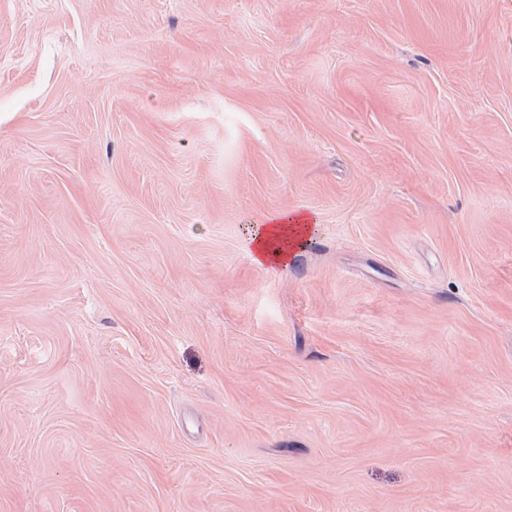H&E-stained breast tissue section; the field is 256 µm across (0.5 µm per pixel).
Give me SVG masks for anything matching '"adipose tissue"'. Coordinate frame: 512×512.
<instances>
[{
	"mask_svg": "<svg viewBox=\"0 0 512 512\" xmlns=\"http://www.w3.org/2000/svg\"><path fill=\"white\" fill-rule=\"evenodd\" d=\"M306 216L285 211L266 217L244 241L243 248L257 265L276 267L287 264L294 250L311 233Z\"/></svg>",
	"mask_w": 512,
	"mask_h": 512,
	"instance_id": "obj_1",
	"label": "adipose tissue"
}]
</instances>
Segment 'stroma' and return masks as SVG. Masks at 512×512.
Listing matches in <instances>:
<instances>
[{
    "mask_svg": "<svg viewBox=\"0 0 512 512\" xmlns=\"http://www.w3.org/2000/svg\"><path fill=\"white\" fill-rule=\"evenodd\" d=\"M0 512H512V0H0ZM311 225L297 211L270 215L245 239L243 248L259 266L267 265L272 270L278 265L286 266L293 251L313 230Z\"/></svg>",
    "mask_w": 512,
    "mask_h": 512,
    "instance_id": "35a3bbf8",
    "label": "stroma"
}]
</instances>
